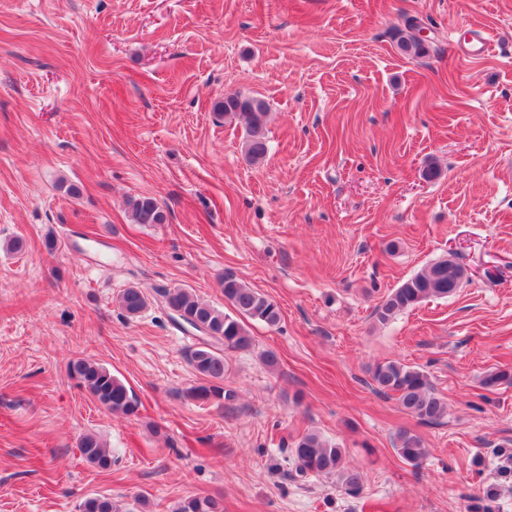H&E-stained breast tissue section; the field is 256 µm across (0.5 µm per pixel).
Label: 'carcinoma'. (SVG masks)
<instances>
[{"instance_id": "obj_1", "label": "carcinoma", "mask_w": 512, "mask_h": 512, "mask_svg": "<svg viewBox=\"0 0 512 512\" xmlns=\"http://www.w3.org/2000/svg\"><path fill=\"white\" fill-rule=\"evenodd\" d=\"M419 30L420 22L412 19L408 21L406 31L398 34L397 47L402 53L417 58L429 53L425 41L418 36ZM215 109L224 113L225 120L242 126L247 160L253 164L262 163L269 151V106L266 101L239 92L227 93L222 101L215 104ZM126 205L136 224H162L166 220L164 210L151 196L130 198ZM463 276V269L455 259L450 255L444 256L392 289L375 308V320L384 325L425 300L444 299L461 287ZM222 288L224 302L235 311L233 316L203 301L187 288L159 291L171 320L183 329L189 327L199 333L198 346L192 350L190 362L206 384L186 392L185 397L191 400H234L235 392L224 388V374L228 371L224 351H247L252 347L247 322L258 321L273 327L280 321L278 306L235 275L224 274ZM148 304L145 290L137 286L124 289L118 297L120 309L130 318L141 313ZM68 375L112 412L123 415L136 413L137 402L132 391L99 363L77 359L69 363ZM371 377L379 390L397 396L401 407L421 421H438L446 413L445 401L435 392L427 373L417 366L399 361L378 363L372 369ZM483 384L488 388L512 385V368L489 373ZM394 447L397 454L414 467L427 455L421 437L409 430L398 432ZM78 448L90 465L100 469L111 467L112 452L99 436L93 433L83 435ZM289 464L298 477L336 475L349 493L361 490L360 475L356 470L345 467L342 449L328 443L314 431L303 434L292 443ZM78 512L129 510L110 496L94 495L81 501ZM172 512H224V500L209 495L190 496L178 502Z\"/></svg>"}]
</instances>
